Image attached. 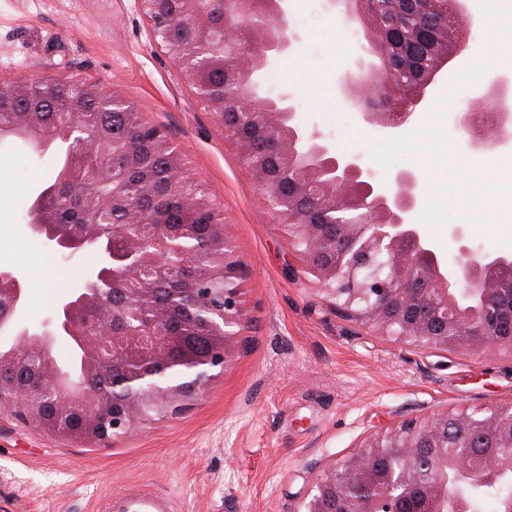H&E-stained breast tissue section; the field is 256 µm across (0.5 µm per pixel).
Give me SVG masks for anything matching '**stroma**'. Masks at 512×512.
I'll return each mask as SVG.
<instances>
[{"instance_id": "1", "label": "stroma", "mask_w": 512, "mask_h": 512, "mask_svg": "<svg viewBox=\"0 0 512 512\" xmlns=\"http://www.w3.org/2000/svg\"><path fill=\"white\" fill-rule=\"evenodd\" d=\"M288 16L301 41L256 73V92L292 90L301 125L370 157L382 134L336 94L356 40L327 0H289ZM62 78L124 94L217 197L248 268L245 346L190 410L114 441L51 435L0 412V512H102L134 484L168 496L175 512H301L318 468L367 435L512 400V359L421 354L329 310L287 226L268 213L220 119L153 42L137 0H0V81ZM483 90L459 91L444 127L467 160L492 165L512 157V123L503 144L484 151L457 123ZM52 173L22 141L0 143V268L24 277L45 254L22 201Z\"/></svg>"}]
</instances>
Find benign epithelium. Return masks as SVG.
<instances>
[{"instance_id": "obj_1", "label": "benign epithelium", "mask_w": 512, "mask_h": 512, "mask_svg": "<svg viewBox=\"0 0 512 512\" xmlns=\"http://www.w3.org/2000/svg\"><path fill=\"white\" fill-rule=\"evenodd\" d=\"M452 14L440 39L417 32L406 39L388 23L375 0H335L340 12L361 34H368L356 70L337 84L340 101L358 112L361 121L384 134L407 125L429 99L433 86L448 71L457 49L467 45L472 24L465 0H415L421 11H439L445 2ZM285 0H224L220 26L226 51L216 61L209 50L190 52L174 42L178 29L202 37L214 30L210 0H191L193 7L163 15L156 0H138L154 41L168 50L187 76L196 95L215 112L224 133L235 143L243 164L261 188L271 213L288 225L291 237L303 244L306 263L317 279L330 310L338 317L379 336L397 340L425 354L480 355L492 352L512 357V253L488 252L472 243L468 225L454 224L449 234L457 244L448 262L431 244L422 228L409 221L424 190L412 172H398L383 182L366 166L362 155H343L322 134L299 124L294 94L283 91L261 98L253 90L254 62L266 64L290 50L298 34L290 25ZM395 58L420 66L419 77L386 82L368 79L377 63ZM233 78L235 89L216 99L209 77L216 67ZM461 132L470 145L486 150L497 145L501 127L477 126L472 113L458 115ZM54 134L87 145L93 139L77 110L61 114ZM288 153L287 169L271 182L268 158ZM173 181L192 187L181 200L179 223L208 227L206 256L188 251L180 234L168 224L155 225L147 240L129 227L101 225L92 235L69 234L51 224L46 211L51 194L44 188L27 211L33 237L67 257H94L83 284L54 305L37 329L20 326L0 315V331L12 336L13 347L0 364H20L36 352L45 366L64 338L85 354L89 369L108 360H137L152 365L131 378L135 391L120 411L109 413L100 396L55 370L42 389L57 396L62 407H77L89 421L86 438L118 439L151 421L177 415L197 401L225 370L243 346L241 327L246 311L239 284L246 266L233 244L220 203L189 174L183 161L173 170ZM183 255V277L216 278L221 288H185L182 302L207 314L205 335L211 346L207 358L190 352L185 362L196 375L192 383L159 384L171 367L170 350L178 337L169 329L166 311L151 309L142 316L153 288H119L135 282L139 268L150 266L163 276L170 258ZM0 289L7 292V311L14 313L27 299L22 278L0 269ZM30 391L10 396L0 390V406L16 417L36 424L38 404ZM501 438L497 454L473 452L474 442L488 433ZM512 473V401L471 411H438L366 437L359 449L334 467L322 471L306 490L303 512H332L330 499L344 503V512H432L427 504L446 506L439 512H470L472 492L485 484L486 475Z\"/></svg>"}]
</instances>
